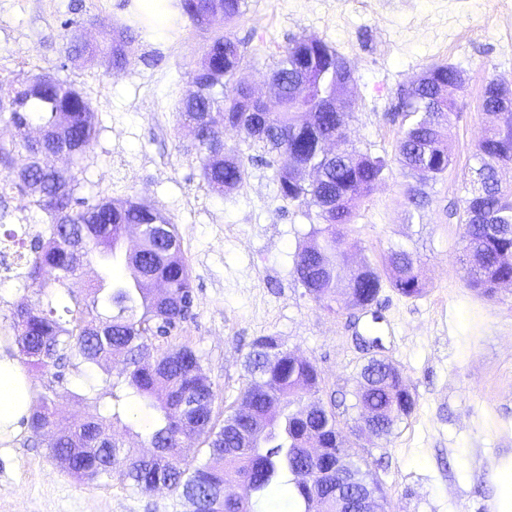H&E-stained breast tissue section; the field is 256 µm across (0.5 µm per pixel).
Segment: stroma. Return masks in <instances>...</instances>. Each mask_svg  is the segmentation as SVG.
<instances>
[{"instance_id":"1","label":"stroma","mask_w":512,"mask_h":512,"mask_svg":"<svg viewBox=\"0 0 512 512\" xmlns=\"http://www.w3.org/2000/svg\"><path fill=\"white\" fill-rule=\"evenodd\" d=\"M512 0H248L231 24L195 28L174 0L145 11L139 0H0V78L50 73L80 90L101 127L82 160L84 195L137 196L161 207L176 225L191 272L192 316L159 349L187 346L202 368L223 417L245 386V357L259 336L278 337L309 358L323 380L321 399L348 392L358 368L385 357L406 374L417 406L390 441L356 439L354 461L379 480L388 512H494L495 471L512 458V285L494 299L466 287L458 219L474 147L484 129L479 96L485 80L512 86ZM135 31L128 65L69 58L71 30L93 47L111 44L120 26ZM248 42L241 75L262 83L290 38L314 36L333 46L353 72L356 106L345 129L357 149L392 154L399 125L389 108L399 88L425 66L462 71L454 93L447 173L425 187L427 202L408 215L404 190L418 179L393 170L361 203L353 234L363 254L382 260L396 244L416 251L426 293L405 298L383 288L364 312L330 314L293 273L303 233L316 210L283 201L275 170L247 161L244 186L229 194L205 185L177 104L191 89L189 72L212 33ZM16 248L0 236V336L25 296ZM33 392L53 388L68 422L88 405L71 394L88 377L54 368L29 372ZM179 493L141 492L116 480H75L45 444L22 430L0 442V512H189Z\"/></svg>"}]
</instances>
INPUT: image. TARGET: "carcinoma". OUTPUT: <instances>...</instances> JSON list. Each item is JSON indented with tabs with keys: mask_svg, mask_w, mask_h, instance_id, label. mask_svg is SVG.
<instances>
[{
	"mask_svg": "<svg viewBox=\"0 0 512 512\" xmlns=\"http://www.w3.org/2000/svg\"><path fill=\"white\" fill-rule=\"evenodd\" d=\"M210 0H179L181 15L203 28ZM246 0H224V22L242 16ZM201 57L208 65L196 70L198 96L178 103L177 117L191 124L198 113L206 127L195 145L201 175L220 194L239 188L247 173L236 151L220 162L211 154L224 149V129L244 135L248 146L269 156V165L288 153L292 164L276 169L280 197L317 208L318 224L310 225V244L299 246L294 275L308 295L330 314L341 309L337 290L346 289L353 306L364 310L389 286L399 294L423 295L421 259L402 245L390 247L382 264L365 258L348 264L361 249L352 236L357 209L386 178L390 164L437 181L453 162L449 142L454 102L451 92L462 84L460 69L451 64L425 67L397 93L394 117L400 119L393 158L375 156L347 146L344 129L351 111L324 107L344 94L351 76L347 60L320 39L292 40L273 61L267 75L277 90L275 106L255 111L238 74L249 63L244 43L217 34ZM101 63L111 69L128 64L123 47H114ZM0 120L16 133L0 143V168L11 170L15 150L28 154L30 172L23 181L7 174L0 194L16 192L45 216L43 231L24 256V288L37 297L12 313L9 340L21 360L32 366L69 367L87 373L102 368L117 351L124 367L112 375L104 369L102 385H90L77 398L93 408L80 424L60 419L54 399L45 391L32 398L27 426L34 437H48L49 454L68 459V471L80 482L117 477L141 491H181L193 512H260L288 479V499L301 512H336V494L301 477L305 466H325L347 473L352 487L375 501L382 488L368 469L351 459V437L366 433L378 440L393 435L398 422L414 412L417 399L409 378L392 362L372 357L353 377L357 409L369 408L375 429L342 425L339 407L345 401L308 403L321 392V374L309 359L298 357L274 336L256 338L246 355L250 380L240 405L225 412L223 423L213 416L216 394L204 375L201 357L192 348H171L153 354V341L184 322L193 303L192 280L179 234L156 204L138 198L93 202L79 196L82 170L62 169L45 161L52 144L65 145L73 159H83L98 139L100 128L89 117L90 101L81 91L46 73L18 74L0 80ZM507 92L497 80L483 87L484 108ZM491 122L475 148L469 196L459 216L465 285L488 298L502 283H512V185L500 170L512 166V112H490ZM79 249L97 258V282L82 281L72 255ZM63 288L59 295L49 290ZM133 405L153 415L143 443L149 454L128 445L130 429L122 417ZM196 440L206 458L190 466L181 444ZM322 459L313 462V449Z\"/></svg>",
	"mask_w": 512,
	"mask_h": 512,
	"instance_id": "carcinoma-1",
	"label": "carcinoma"
}]
</instances>
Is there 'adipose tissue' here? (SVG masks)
<instances>
[{
	"label": "adipose tissue",
	"mask_w": 512,
	"mask_h": 512,
	"mask_svg": "<svg viewBox=\"0 0 512 512\" xmlns=\"http://www.w3.org/2000/svg\"><path fill=\"white\" fill-rule=\"evenodd\" d=\"M31 384L14 358L0 354V440L17 435L28 416Z\"/></svg>",
	"instance_id": "adipose-tissue-1"
}]
</instances>
